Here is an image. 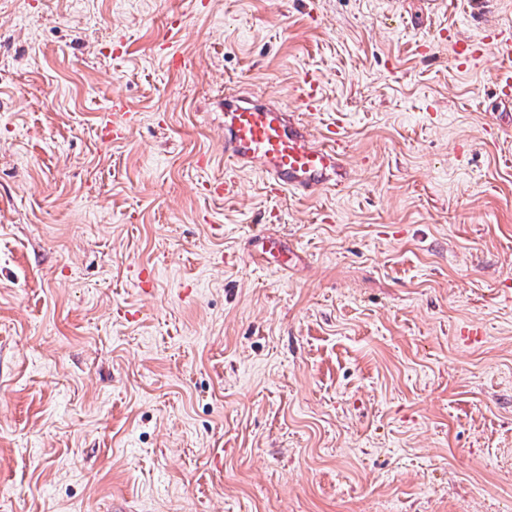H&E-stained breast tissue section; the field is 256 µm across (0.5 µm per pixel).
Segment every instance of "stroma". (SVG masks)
<instances>
[{
	"instance_id": "35a3bbf8",
	"label": "stroma",
	"mask_w": 512,
	"mask_h": 512,
	"mask_svg": "<svg viewBox=\"0 0 512 512\" xmlns=\"http://www.w3.org/2000/svg\"><path fill=\"white\" fill-rule=\"evenodd\" d=\"M508 33L512 0H0V512H512ZM228 87L341 125L348 181L209 195ZM502 65L496 81V95L503 105H512V42L510 38L503 39L496 46ZM125 105L119 98H113L108 110L103 114L104 129L112 132V136L119 138L127 132V124L120 121L127 112H123Z\"/></svg>"
}]
</instances>
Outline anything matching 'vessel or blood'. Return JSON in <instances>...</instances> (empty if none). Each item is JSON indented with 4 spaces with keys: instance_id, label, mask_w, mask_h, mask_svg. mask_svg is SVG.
<instances>
[{
    "instance_id": "b4317fda",
    "label": "vessel or blood",
    "mask_w": 512,
    "mask_h": 512,
    "mask_svg": "<svg viewBox=\"0 0 512 512\" xmlns=\"http://www.w3.org/2000/svg\"><path fill=\"white\" fill-rule=\"evenodd\" d=\"M496 49L502 61L496 95L501 104L511 106L512 40L503 39ZM124 108L123 101L115 98L103 115L105 130L117 138L127 131ZM224 156L233 170L224 179L228 189L235 183V173L246 169L262 173L271 185L304 196L341 186L349 175L336 130L314 141L288 110L243 92L224 97Z\"/></svg>"
}]
</instances>
